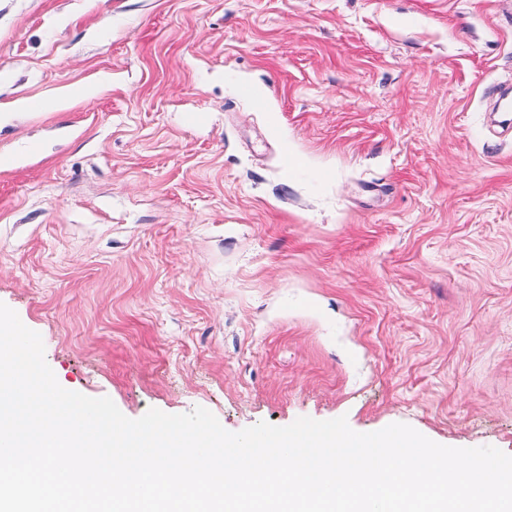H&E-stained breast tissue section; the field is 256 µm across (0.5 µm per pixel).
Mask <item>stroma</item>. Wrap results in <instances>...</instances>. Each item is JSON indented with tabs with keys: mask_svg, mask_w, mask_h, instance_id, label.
Here are the masks:
<instances>
[{
	"mask_svg": "<svg viewBox=\"0 0 512 512\" xmlns=\"http://www.w3.org/2000/svg\"><path fill=\"white\" fill-rule=\"evenodd\" d=\"M512 0H0V302L58 383L512 455Z\"/></svg>",
	"mask_w": 512,
	"mask_h": 512,
	"instance_id": "1",
	"label": "stroma"
}]
</instances>
